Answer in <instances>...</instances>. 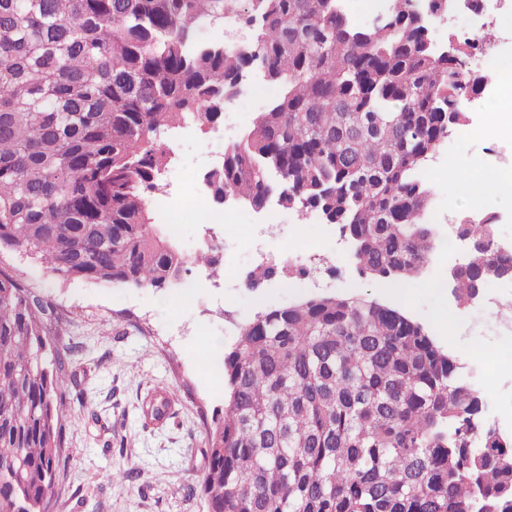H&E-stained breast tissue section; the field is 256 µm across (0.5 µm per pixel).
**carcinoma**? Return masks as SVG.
I'll return each instance as SVG.
<instances>
[{
    "label": "carcinoma",
    "instance_id": "carcinoma-1",
    "mask_svg": "<svg viewBox=\"0 0 512 512\" xmlns=\"http://www.w3.org/2000/svg\"><path fill=\"white\" fill-rule=\"evenodd\" d=\"M230 0H0V249L64 282L173 288L189 264L155 222L167 134L207 132L258 71L277 88L205 177L216 202L314 213L354 244L359 273L420 272L437 237L422 170L468 123L488 75L478 40L431 26L449 0H390L369 24L340 0H245L247 42L204 41ZM488 212L454 281L470 300L512 279ZM303 268L251 271L258 287ZM48 305L0 270V512H46L78 387ZM224 414L193 491L207 512H512V444L482 430L456 360L399 310L323 296L264 309L224 353ZM482 434L483 444L473 447Z\"/></svg>",
    "mask_w": 512,
    "mask_h": 512
}]
</instances>
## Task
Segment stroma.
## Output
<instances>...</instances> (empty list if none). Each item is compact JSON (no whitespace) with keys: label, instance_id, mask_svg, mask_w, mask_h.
I'll list each match as a JSON object with an SVG mask.
<instances>
[{"label":"stroma","instance_id":"obj_1","mask_svg":"<svg viewBox=\"0 0 512 512\" xmlns=\"http://www.w3.org/2000/svg\"><path fill=\"white\" fill-rule=\"evenodd\" d=\"M496 7V0H486L480 12L457 5L435 23L433 37L441 42L449 32L461 40L487 33L485 16ZM267 97L266 88L247 90L230 106L238 120L223 119L222 130L204 134L189 127L168 137L173 162L164 176L166 199L203 192L204 173L221 162L225 144L244 133ZM479 158L512 171V140L459 139L442 168L424 170L434 191L430 221L440 231L469 213L464 206H445L453 190L449 168L469 167ZM236 209V249L219 276L190 268L187 279L208 278L213 285L187 301L172 288L63 283L19 252L0 250V267L53 306L55 331L48 339L72 347V369L84 403L94 412L65 426V448L48 512H206L194 487L207 466L206 429L224 412L225 351L257 311L318 295H353L401 310L458 359L471 387L487 378L495 384L484 399L485 424L512 417V379L501 374L512 353V332L494 321L481 302L457 305L439 278L426 270L406 279L399 292L359 275L350 243L334 224L323 227L332 244L307 265L312 288L294 290L279 276L246 288L245 278L256 266L249 246L264 214L243 203ZM223 211V205L210 199L204 210L179 211L181 229L173 240L180 251L194 257L198 240L223 235V225L202 221L203 215ZM471 345H487L494 352L463 358ZM150 397L169 402L165 418L153 424L142 413V403ZM120 470L132 474L122 486L113 480Z\"/></svg>","mask_w":512,"mask_h":512}]
</instances>
